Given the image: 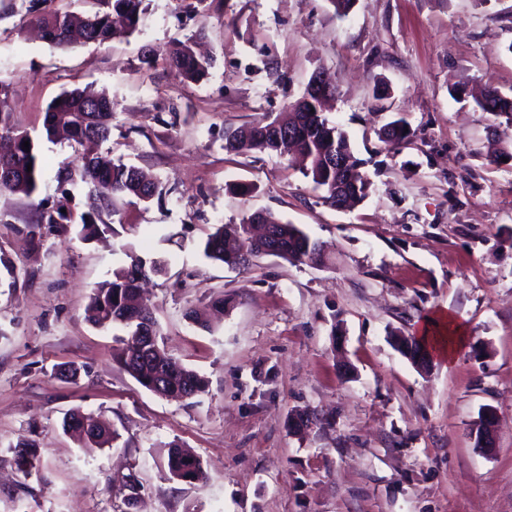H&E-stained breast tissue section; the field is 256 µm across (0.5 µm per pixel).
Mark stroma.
Returning <instances> with one entry per match:
<instances>
[{"instance_id":"obj_1","label":"stroma","mask_w":512,"mask_h":512,"mask_svg":"<svg viewBox=\"0 0 512 512\" xmlns=\"http://www.w3.org/2000/svg\"><path fill=\"white\" fill-rule=\"evenodd\" d=\"M195 4L145 0L129 39L59 51L22 0H0V75L38 149L34 198L57 202L61 163L80 162L47 138L44 110L85 87L112 97V156L162 192L89 240L77 224L30 235L31 200L0 193V512H512V124L474 100L487 84L512 96V0H353L344 16L329 0H213L204 18ZM189 37L214 59L203 80L141 65L144 49ZM317 70L371 181L350 210L297 160L224 148L226 129L283 111ZM398 118L412 136L392 151L381 134ZM261 210L320 243L323 262L204 256L217 225ZM130 243L163 263L144 295L167 353L207 380L198 397L142 388L114 331L85 317ZM441 313L464 339L418 367L396 339ZM71 365L79 377L60 378ZM70 410L119 440L82 447L62 427ZM486 413L490 450L474 435ZM23 442L39 475L14 461ZM173 444L204 481L171 479Z\"/></svg>"}]
</instances>
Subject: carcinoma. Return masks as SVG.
I'll use <instances>...</instances> for the list:
<instances>
[{
    "label": "carcinoma",
    "mask_w": 512,
    "mask_h": 512,
    "mask_svg": "<svg viewBox=\"0 0 512 512\" xmlns=\"http://www.w3.org/2000/svg\"><path fill=\"white\" fill-rule=\"evenodd\" d=\"M47 0H29L26 16L43 34V40L53 49L66 50L79 36L86 43L104 45L128 38L144 21L143 0H103L104 9L78 20L67 12L42 9ZM163 60L169 71L178 77L198 81L207 76L212 60L201 58L192 50L190 41H177L165 47L146 49L141 63L153 67ZM10 81L0 77V192L21 194L31 199L35 220L30 235L43 224L79 223L81 234L88 238L123 223V207L148 204L161 196L158 185L147 181L138 168L114 158L103 150L112 135V97L104 91L88 88L64 91L45 108L43 127L50 139L73 142L83 148L81 164L64 165L59 170L58 183L62 199L70 195L68 186L81 185L93 199L91 210L79 217L63 213V203L48 206L34 201L38 184V156L30 132L15 122L8 103ZM324 100L301 95L287 104L274 117H267L224 132V149L235 153L271 151L283 153L292 147L308 160L305 176L316 188L324 191V200L340 209L362 201L371 185L360 171L344 132L331 124L323 113ZM480 107L486 112L512 115V98L492 86L486 88ZM391 130L384 135L388 146L396 150L405 144L410 133L406 121L389 123ZM29 142V149L22 147ZM343 153L349 166L336 175V154ZM262 233L252 235L255 214L242 218L233 226L221 224L208 237L204 253L229 267H245L257 255L275 256L286 261L320 264L323 254L318 244L294 224L270 211L261 213ZM129 264L112 273V280L97 285L86 309L87 320L94 326L120 328L128 339L117 352L122 368L146 390L165 396L190 388L196 395L206 390L207 382L196 372L179 365L158 347L144 356L140 344L145 324H155L152 309L139 295V282L162 271L159 260L145 258L133 246L125 247ZM66 430L87 429L85 445L102 448L119 439L118 432L101 418L72 412L63 420ZM170 476L192 484L203 479L202 462L196 456L173 448L168 453Z\"/></svg>",
    "instance_id": "obj_1"
}]
</instances>
